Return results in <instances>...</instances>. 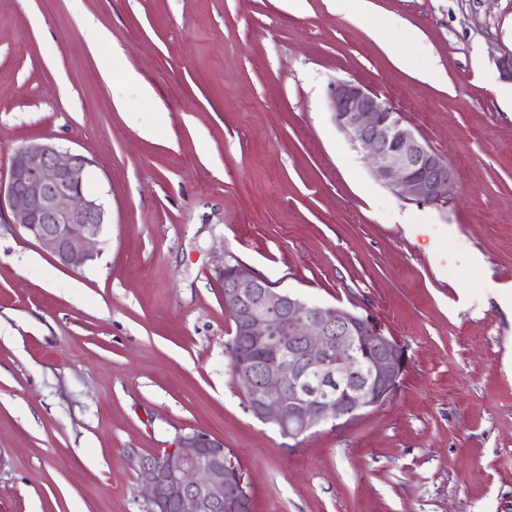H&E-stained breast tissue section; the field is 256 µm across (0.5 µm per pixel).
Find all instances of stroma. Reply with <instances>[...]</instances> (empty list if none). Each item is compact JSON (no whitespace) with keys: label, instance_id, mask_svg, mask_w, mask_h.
I'll return each instance as SVG.
<instances>
[{"label":"stroma","instance_id":"1","mask_svg":"<svg viewBox=\"0 0 512 512\" xmlns=\"http://www.w3.org/2000/svg\"><path fill=\"white\" fill-rule=\"evenodd\" d=\"M371 2L356 24L328 0H0V177L51 141L91 160L107 214L77 270L0 219V512H147L139 458L197 429L252 512H512V83L475 77L512 48V0ZM384 16L420 30L431 80L385 54ZM109 54L139 83L103 77ZM337 81L448 161L447 202L372 178ZM229 254L372 317L405 350L395 392L297 443L256 419L224 348Z\"/></svg>","mask_w":512,"mask_h":512}]
</instances>
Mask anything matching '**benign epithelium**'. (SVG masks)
<instances>
[{
	"instance_id": "1",
	"label": "benign epithelium",
	"mask_w": 512,
	"mask_h": 512,
	"mask_svg": "<svg viewBox=\"0 0 512 512\" xmlns=\"http://www.w3.org/2000/svg\"><path fill=\"white\" fill-rule=\"evenodd\" d=\"M512 83V49L494 59ZM337 127L366 152L373 178L396 195L430 204L448 198L452 170L396 109L352 81L330 87ZM92 161L32 142L12 157L0 181V213L58 265L78 269L93 260L105 211L87 190ZM224 309L235 314L237 349L232 372L248 411L295 442L314 427L353 420L381 405L398 387L405 358L401 345L368 317L298 296L236 265L224 281ZM165 467L142 460L150 512H250L251 494L224 441L194 430L166 450Z\"/></svg>"
}]
</instances>
